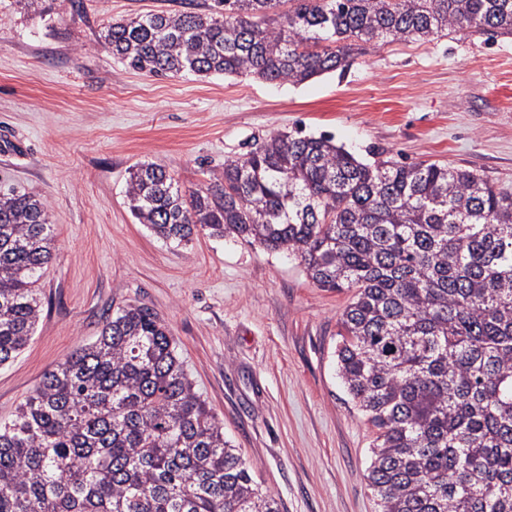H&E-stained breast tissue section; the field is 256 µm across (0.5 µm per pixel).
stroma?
Returning <instances> with one entry per match:
<instances>
[{
	"mask_svg": "<svg viewBox=\"0 0 512 512\" xmlns=\"http://www.w3.org/2000/svg\"><path fill=\"white\" fill-rule=\"evenodd\" d=\"M204 3L82 0L34 15L0 0V188L40 196L55 239L37 332L0 368V420L117 308L142 304L283 512H377L373 429L335 371L350 292L240 239L164 243L131 215L129 173L158 164L187 192L255 140L300 131L365 161L473 169L512 193V37L390 43L301 85L152 76L99 40L111 21Z\"/></svg>",
	"mask_w": 512,
	"mask_h": 512,
	"instance_id": "obj_1",
	"label": "stroma"
}]
</instances>
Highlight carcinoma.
Listing matches in <instances>:
<instances>
[{"label": "carcinoma", "mask_w": 512, "mask_h": 512, "mask_svg": "<svg viewBox=\"0 0 512 512\" xmlns=\"http://www.w3.org/2000/svg\"><path fill=\"white\" fill-rule=\"evenodd\" d=\"M512 36V0H211L99 35L154 76L299 85L396 41ZM138 223L286 252L348 290L336 373L375 431L377 512H512V194L438 162H365L330 134L278 132L185 194L130 172ZM48 207L0 191V366L41 316ZM0 512H282L195 390L165 321L125 305L0 423Z\"/></svg>", "instance_id": "1"}]
</instances>
